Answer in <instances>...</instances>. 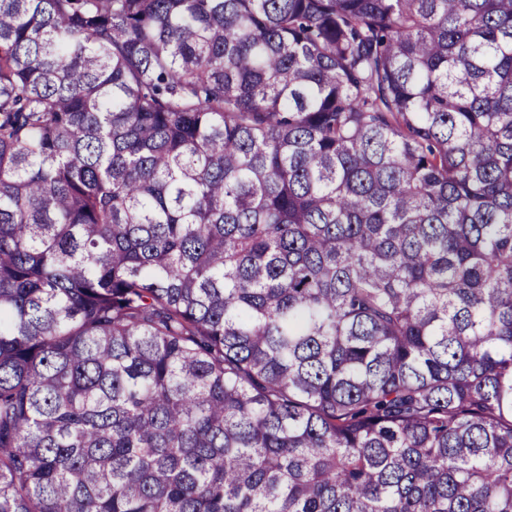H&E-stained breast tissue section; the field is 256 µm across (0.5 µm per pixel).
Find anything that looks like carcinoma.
Wrapping results in <instances>:
<instances>
[{"mask_svg":"<svg viewBox=\"0 0 512 512\" xmlns=\"http://www.w3.org/2000/svg\"><path fill=\"white\" fill-rule=\"evenodd\" d=\"M0 512H512V0H0Z\"/></svg>","mask_w":512,"mask_h":512,"instance_id":"cac0c4a2","label":"carcinoma"}]
</instances>
